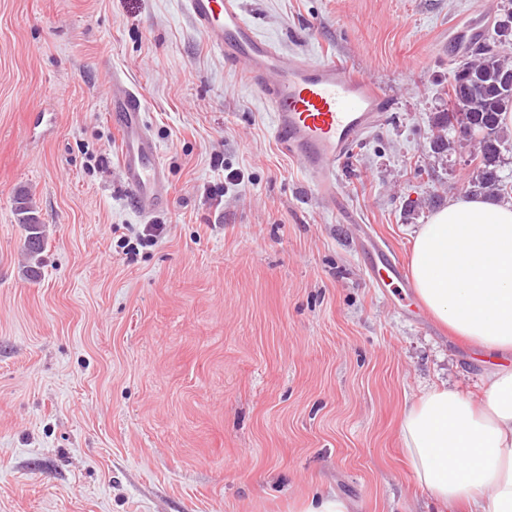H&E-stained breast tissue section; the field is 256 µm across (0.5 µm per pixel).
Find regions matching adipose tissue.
<instances>
[{
  "mask_svg": "<svg viewBox=\"0 0 512 512\" xmlns=\"http://www.w3.org/2000/svg\"><path fill=\"white\" fill-rule=\"evenodd\" d=\"M410 273L428 312L496 366L474 406L456 388L426 390L400 424L403 452L434 512H512V202L461 195L415 234Z\"/></svg>",
  "mask_w": 512,
  "mask_h": 512,
  "instance_id": "adipose-tissue-1",
  "label": "adipose tissue"
}]
</instances>
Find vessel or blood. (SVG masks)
I'll return each instance as SVG.
<instances>
[{
	"mask_svg": "<svg viewBox=\"0 0 512 512\" xmlns=\"http://www.w3.org/2000/svg\"><path fill=\"white\" fill-rule=\"evenodd\" d=\"M185 11L226 62L243 66L262 93L279 148L305 166L328 205L340 198L336 172L353 145L391 108V99L365 73L330 61L282 56L243 15L238 0H183ZM121 134V165L131 202L145 216L169 200L168 178L145 121L143 95L119 87L108 107ZM368 270L382 288H410L403 261L392 251H370Z\"/></svg>",
	"mask_w": 512,
	"mask_h": 512,
	"instance_id": "1",
	"label": "vessel or blood"
}]
</instances>
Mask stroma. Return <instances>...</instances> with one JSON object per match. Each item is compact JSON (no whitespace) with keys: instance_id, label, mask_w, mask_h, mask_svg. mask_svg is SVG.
<instances>
[{"instance_id":"obj_1","label":"stroma","mask_w":512,"mask_h":512,"mask_svg":"<svg viewBox=\"0 0 512 512\" xmlns=\"http://www.w3.org/2000/svg\"><path fill=\"white\" fill-rule=\"evenodd\" d=\"M241 7L285 54L393 97L337 172L357 223L327 210L181 0H0V512H298L317 492L430 512L403 413L444 382L480 399L491 365L417 295L374 288L359 226L406 260L469 193L478 148L438 125L448 76L512 0ZM120 82L145 96L169 181L147 218L107 113ZM21 190L47 231L34 280ZM149 222L164 234L127 255Z\"/></svg>"}]
</instances>
